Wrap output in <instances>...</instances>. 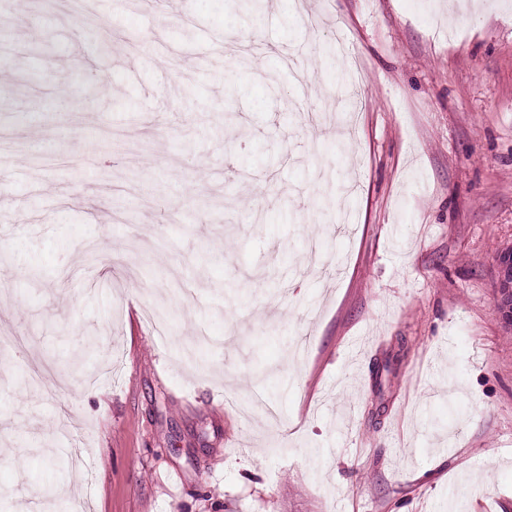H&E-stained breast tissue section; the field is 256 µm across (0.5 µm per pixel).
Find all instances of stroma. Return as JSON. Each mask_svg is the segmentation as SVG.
Returning <instances> with one entry per match:
<instances>
[{
	"mask_svg": "<svg viewBox=\"0 0 512 512\" xmlns=\"http://www.w3.org/2000/svg\"><path fill=\"white\" fill-rule=\"evenodd\" d=\"M302 2L0 0L8 512H512V0Z\"/></svg>",
	"mask_w": 512,
	"mask_h": 512,
	"instance_id": "obj_1",
	"label": "stroma"
}]
</instances>
